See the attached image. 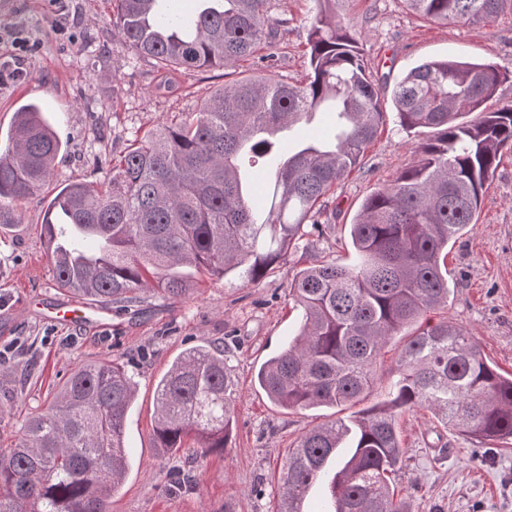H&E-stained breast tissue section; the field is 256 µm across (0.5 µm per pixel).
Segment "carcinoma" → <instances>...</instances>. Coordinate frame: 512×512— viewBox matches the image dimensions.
Returning a JSON list of instances; mask_svg holds the SVG:
<instances>
[{
	"label": "carcinoma",
	"instance_id": "1",
	"mask_svg": "<svg viewBox=\"0 0 512 512\" xmlns=\"http://www.w3.org/2000/svg\"><path fill=\"white\" fill-rule=\"evenodd\" d=\"M113 0L112 25L139 58L164 72L268 68L278 55L270 0ZM304 81L235 79L199 107L147 131L112 162L98 188L75 182L48 202L43 234L61 290L102 305L131 307L155 286L166 299L189 291L182 269L235 272L254 283L318 223L324 199L361 163L384 125L382 86L365 65L362 25L336 13L351 0H313ZM436 24L490 23L512 0H403ZM500 85L490 62L430 60L396 82L391 99L404 129L430 128L417 159L370 195L350 224L352 265L336 259L301 268L292 295L298 332L257 372L283 409L352 407L367 399L386 345L408 326L399 379L389 399L306 431L281 475L279 512H304L323 485L320 512H408L390 475L405 450L401 413L427 408L482 441L512 438V375L482 355L469 332L442 315L448 245L473 228L485 182L512 149V105L483 112ZM482 112L472 124L459 116ZM329 117L324 132L298 141L288 165L266 168L280 138L261 131ZM62 143L35 104L18 108L0 143V224L49 180ZM261 175L260 202L238 171ZM135 386L116 359L76 366L53 399L0 448V512H107L128 472L125 417ZM233 383L224 348L186 350L156 388V447L188 448L195 460L227 447Z\"/></svg>",
	"mask_w": 512,
	"mask_h": 512
}]
</instances>
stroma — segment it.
<instances>
[{
	"label": "stroma",
	"instance_id": "1",
	"mask_svg": "<svg viewBox=\"0 0 512 512\" xmlns=\"http://www.w3.org/2000/svg\"><path fill=\"white\" fill-rule=\"evenodd\" d=\"M312 6V0L270 2L271 16L289 21L272 72L290 82L308 72ZM341 11L366 19L364 59L386 86L428 60H489L509 78L487 110L512 105V12L491 25H436L408 12L402 0H350ZM7 63L20 75L0 84V139L17 109L30 102L41 108L63 149L50 180L16 207L10 229L0 230V370L6 373L0 388L17 390L12 407L0 413V447L14 443L27 416L62 386L71 368L116 358L136 395L125 422L132 465L109 512H277L289 450L305 431L337 417L332 407L280 409L256 380L260 366L297 331L301 310L293 277L328 255L353 262L349 226L361 204L413 161L431 130L407 132L391 98H384V129L360 167L326 197L319 225L297 251L259 281L198 273L178 301L149 292L138 313L114 306L105 325L65 324L52 317L68 297L58 288L42 234L48 201L66 184L106 181L113 157L136 137L194 111L210 91L255 67L243 61L225 71H159L114 30L112 0H0V66ZM447 268L448 318L475 337L500 373H512V150H504L483 188L473 230L449 247ZM210 342L223 346L235 383V424L224 452L196 460L198 486L188 489L172 481L186 451L155 446L156 386L183 351ZM403 344L397 337L383 350L366 406L387 400ZM396 428L406 454L395 484L412 512H512V443L482 451L478 441L419 408L398 416Z\"/></svg>",
	"mask_w": 512,
	"mask_h": 512
}]
</instances>
